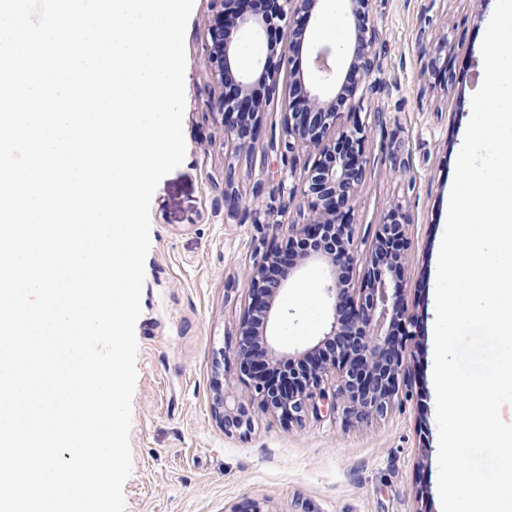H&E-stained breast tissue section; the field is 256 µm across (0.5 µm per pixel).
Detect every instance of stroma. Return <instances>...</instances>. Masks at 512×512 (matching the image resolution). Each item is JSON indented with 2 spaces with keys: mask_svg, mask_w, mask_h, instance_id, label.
I'll return each instance as SVG.
<instances>
[{
  "mask_svg": "<svg viewBox=\"0 0 512 512\" xmlns=\"http://www.w3.org/2000/svg\"><path fill=\"white\" fill-rule=\"evenodd\" d=\"M496 0H375L370 20L386 35L380 102L383 126L366 145L368 178L354 206L353 248L365 255L383 210L402 208L410 224L402 271L405 300L418 317L406 349L410 394L384 418L345 427L333 413L287 426L257 413L246 433H225L214 396L246 398L235 356L248 302L246 273L260 248L284 230L229 217L224 170L235 157L224 139L222 87L205 75L204 43L213 0H195L185 32L182 164L159 182L150 205L141 315L135 326L137 379L129 445L132 470L125 512H441L434 371L435 290L456 162L484 78L481 45ZM431 27L447 39L427 67L418 35ZM249 94L267 100L252 81ZM256 144L261 166L239 165L242 187L278 183L285 167L270 141L279 137V100H267ZM409 152L405 171L391 167L395 143ZM320 265L311 263L281 294L268 332L283 353L317 343L328 315ZM224 365L214 369L216 352ZM427 462H419L420 449Z\"/></svg>",
  "mask_w": 512,
  "mask_h": 512,
  "instance_id": "35a3bbf8",
  "label": "stroma"
}]
</instances>
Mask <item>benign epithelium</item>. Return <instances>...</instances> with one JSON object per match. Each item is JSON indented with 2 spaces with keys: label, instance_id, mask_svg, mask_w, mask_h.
I'll return each mask as SVG.
<instances>
[{
  "label": "benign epithelium",
  "instance_id": "obj_1",
  "mask_svg": "<svg viewBox=\"0 0 512 512\" xmlns=\"http://www.w3.org/2000/svg\"><path fill=\"white\" fill-rule=\"evenodd\" d=\"M208 24L206 44L209 79L224 86L221 100L224 137L234 145L235 154L250 157L266 104L246 94L251 74L240 69L238 53L245 39L258 40L264 27L274 20L292 21V39L279 48L268 45L269 56H279L254 70L260 80L275 91L281 73L291 62V52L301 46L307 25L317 18L320 0H218ZM374 0H349L348 19L352 28L343 47L347 67L333 70L327 55L317 51L313 61L316 77L305 80L290 73L288 94L282 100V136L271 149L284 161L306 149L314 155L302 179L286 185L293 176H281L279 193L300 198L308 210L305 223L288 222V237L277 247H266L253 263L247 278L249 303L240 320L236 349L242 378L250 385L252 403L270 411L288 424H300L318 413L319 403L328 402L342 423L354 427L387 416L401 388L408 386L410 370L405 359L407 343L415 339L417 321L403 298L400 271L407 260L405 215L389 208L376 225L371 249L364 257V276L355 287L353 268L358 262L352 250L351 212L368 171L364 146L372 126L350 109L369 95L384 92L379 77L383 68V31L369 23ZM227 215H247L254 224L284 223L286 212L270 203L263 210L244 205L235 180H224ZM304 247L307 262L322 265L324 290L330 299L332 320L323 338L296 359L283 364L284 374L270 377L271 363L283 357L266 335L276 316L275 301L290 284L298 264H280L291 250ZM336 384L325 386L328 374ZM215 413L224 432H246L253 419L242 404L227 405L216 394Z\"/></svg>",
  "mask_w": 512,
  "mask_h": 512
}]
</instances>
